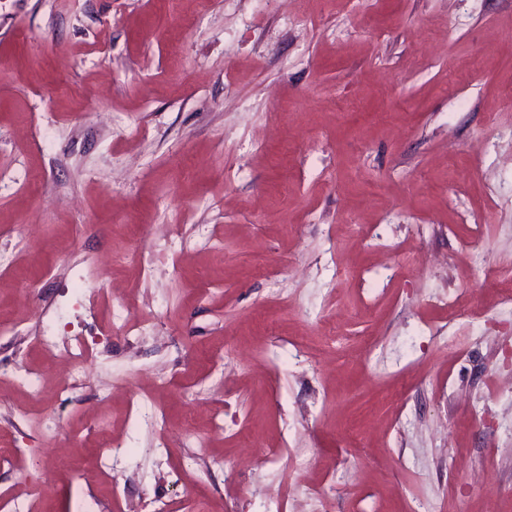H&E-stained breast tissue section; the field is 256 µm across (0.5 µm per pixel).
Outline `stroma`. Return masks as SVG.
<instances>
[{
	"label": "stroma",
	"instance_id": "35a3bbf8",
	"mask_svg": "<svg viewBox=\"0 0 512 512\" xmlns=\"http://www.w3.org/2000/svg\"><path fill=\"white\" fill-rule=\"evenodd\" d=\"M508 89L512 0H0V324L56 385L40 311L80 329L82 267L173 339L102 337L108 414L0 385V508L70 512L56 444L93 471L111 435V512H512ZM196 396L223 434L157 451Z\"/></svg>",
	"mask_w": 512,
	"mask_h": 512
}]
</instances>
